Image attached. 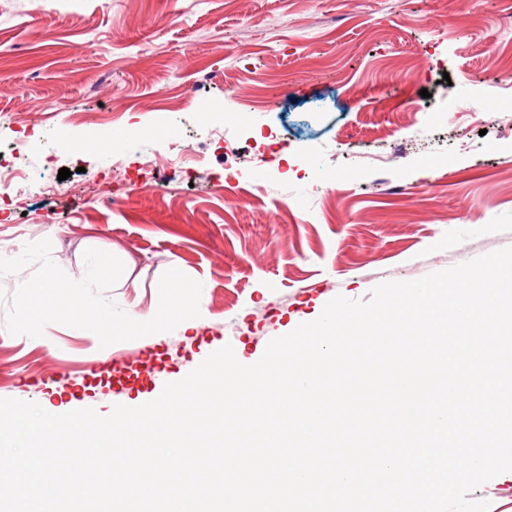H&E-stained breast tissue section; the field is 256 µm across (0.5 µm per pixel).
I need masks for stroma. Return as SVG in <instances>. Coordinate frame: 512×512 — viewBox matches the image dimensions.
I'll use <instances>...</instances> for the list:
<instances>
[{
  "mask_svg": "<svg viewBox=\"0 0 512 512\" xmlns=\"http://www.w3.org/2000/svg\"><path fill=\"white\" fill-rule=\"evenodd\" d=\"M507 15L512 0H0V147L58 182L0 217V258L47 239L79 280L86 249L119 247L107 296L132 316L156 313L168 269L202 284L195 328L105 348L0 323V398L105 416L225 345L259 361L336 296L512 246ZM213 100L237 128L222 145L200 116ZM31 117L37 136L13 139ZM168 127L196 183L149 164Z\"/></svg>",
  "mask_w": 512,
  "mask_h": 512,
  "instance_id": "stroma-1",
  "label": "stroma"
}]
</instances>
